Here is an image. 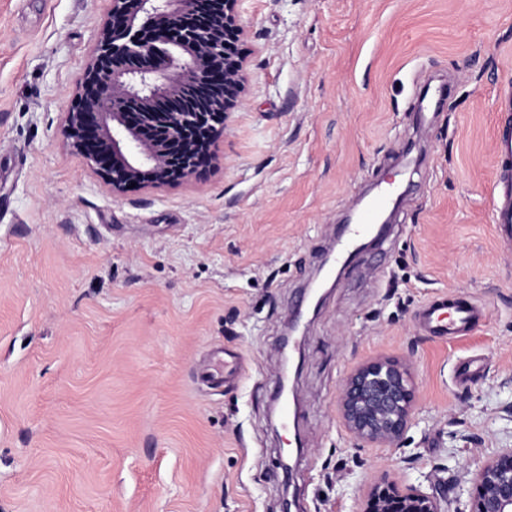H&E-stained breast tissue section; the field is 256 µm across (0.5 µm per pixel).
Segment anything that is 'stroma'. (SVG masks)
<instances>
[{
	"instance_id": "35a3bbf8",
	"label": "stroma",
	"mask_w": 512,
	"mask_h": 512,
	"mask_svg": "<svg viewBox=\"0 0 512 512\" xmlns=\"http://www.w3.org/2000/svg\"><path fill=\"white\" fill-rule=\"evenodd\" d=\"M111 7L0 0V512H282L287 494L358 512L385 472L473 512L476 470L512 448V247L492 224L512 0H240L245 103L215 161L120 196L63 131ZM388 175L393 222L304 312L278 419L285 324ZM441 296L489 316L440 339L418 313ZM377 356L415 374L397 448L339 414Z\"/></svg>"
}]
</instances>
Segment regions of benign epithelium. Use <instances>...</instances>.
Returning a JSON list of instances; mask_svg holds the SVG:
<instances>
[{
  "mask_svg": "<svg viewBox=\"0 0 512 512\" xmlns=\"http://www.w3.org/2000/svg\"><path fill=\"white\" fill-rule=\"evenodd\" d=\"M239 0H112L65 119L72 148L115 195L131 184L191 179L243 105L246 62L231 52L244 28ZM417 406L410 364L374 357L344 378L346 430L372 448L400 445ZM475 512H512V448L476 471ZM358 512H440L435 495L385 476Z\"/></svg>",
  "mask_w": 512,
  "mask_h": 512,
  "instance_id": "1",
  "label": "benign epithelium"
}]
</instances>
